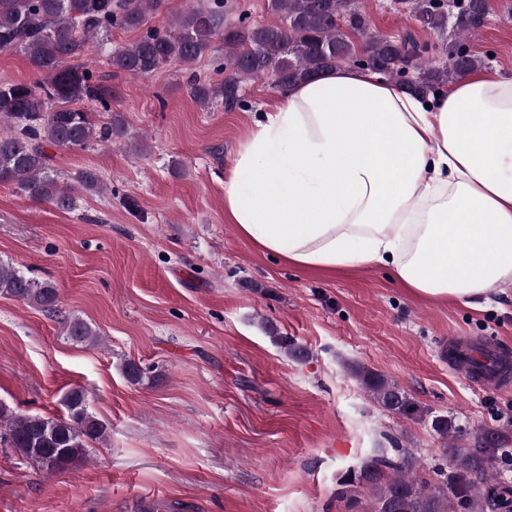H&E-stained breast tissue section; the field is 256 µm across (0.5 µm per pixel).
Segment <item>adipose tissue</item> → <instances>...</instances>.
I'll return each mask as SVG.
<instances>
[{
	"instance_id": "1",
	"label": "adipose tissue",
	"mask_w": 512,
	"mask_h": 512,
	"mask_svg": "<svg viewBox=\"0 0 512 512\" xmlns=\"http://www.w3.org/2000/svg\"><path fill=\"white\" fill-rule=\"evenodd\" d=\"M224 214L299 270L379 266L414 296L480 307L512 284V79L421 96L368 68L316 72L239 144Z\"/></svg>"
}]
</instances>
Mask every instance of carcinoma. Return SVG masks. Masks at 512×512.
<instances>
[{
	"instance_id": "cac0c4a2",
	"label": "carcinoma",
	"mask_w": 512,
	"mask_h": 512,
	"mask_svg": "<svg viewBox=\"0 0 512 512\" xmlns=\"http://www.w3.org/2000/svg\"><path fill=\"white\" fill-rule=\"evenodd\" d=\"M189 2L171 23L151 26L150 14L161 0H0V54L21 52L38 73L32 82L0 84V184H13L30 199L62 210L74 207L46 147L87 150L125 134L121 117L100 125L82 107L94 101L100 111H112L105 77L69 63L116 29L141 31L109 59L113 70L131 76H148L170 63L188 67L215 41L224 43V63L217 69L222 77L189 84L192 98L205 109L245 106V84L270 73L286 88L350 61L381 68L411 91L432 93L485 64L466 39L482 25L486 0H407L416 21L441 36L451 35L442 64L417 60L421 49L410 36L396 41L370 29L350 0H267L270 20H241L233 26L225 21V0ZM77 180L86 191L103 189L93 170L79 172ZM0 294L50 314L58 311L56 288L9 265L0 264ZM67 335L80 344L100 342L97 330L78 317L70 318ZM354 376L380 407L404 416L414 413L413 403L393 380L364 366ZM64 403L69 412L62 418L20 414L0 403V445L50 471L80 461L89 443L105 439L107 427L88 412L83 390L66 393ZM433 428L442 437L448 462L436 478L420 475L410 451L401 450L396 460L375 456L343 477L341 485L353 492L349 507L359 512H512V487L493 474L500 452L496 437L483 438L477 448H459L448 443L453 432L448 418L434 419Z\"/></svg>"
}]
</instances>
